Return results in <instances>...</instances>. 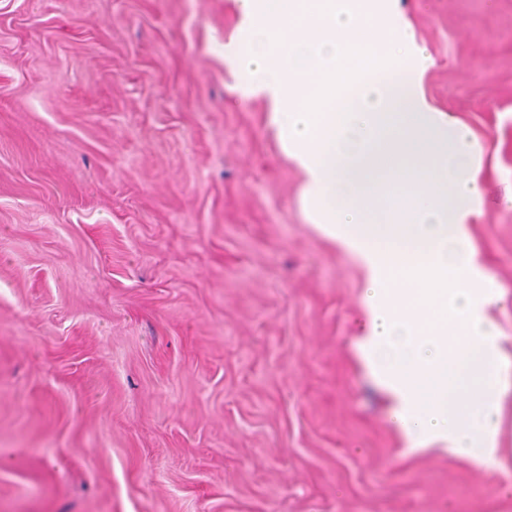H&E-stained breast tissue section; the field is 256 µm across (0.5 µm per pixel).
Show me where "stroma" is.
<instances>
[{"label":"stroma","mask_w":512,"mask_h":512,"mask_svg":"<svg viewBox=\"0 0 512 512\" xmlns=\"http://www.w3.org/2000/svg\"><path fill=\"white\" fill-rule=\"evenodd\" d=\"M480 152L512 354V0H397ZM235 0H0V512H512L503 452L410 451L353 346L365 271L308 224Z\"/></svg>","instance_id":"35a3bbf8"}]
</instances>
